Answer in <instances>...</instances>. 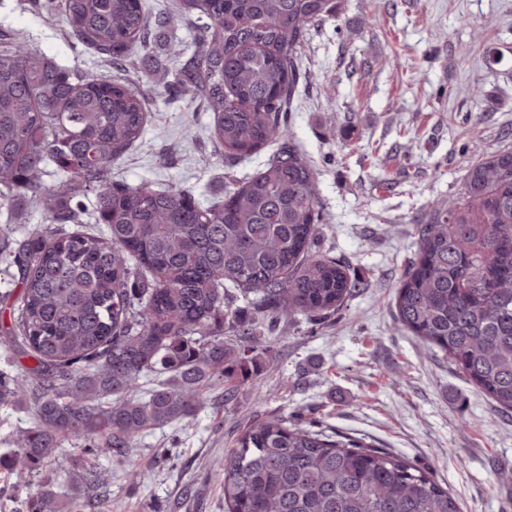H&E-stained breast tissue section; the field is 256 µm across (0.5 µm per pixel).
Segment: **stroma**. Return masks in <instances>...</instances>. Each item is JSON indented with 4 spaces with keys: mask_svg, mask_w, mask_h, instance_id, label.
Here are the masks:
<instances>
[{
    "mask_svg": "<svg viewBox=\"0 0 512 512\" xmlns=\"http://www.w3.org/2000/svg\"><path fill=\"white\" fill-rule=\"evenodd\" d=\"M0 30L69 69L112 72L69 36L47 0H0ZM194 31H155L150 56L136 58L129 77L147 97L148 124L112 177L178 184L206 206L267 154L226 167L212 112L166 95L183 58L169 49L178 42L192 55ZM297 64L283 120L318 177L323 222L313 249L340 259L359 293L329 321L299 315L279 325L265 350L274 370L242 385L233 402L214 384L193 419L145 432L120 459L97 456L96 441H66L51 473L62 486L75 462L110 470L111 485L88 486L100 512H224L213 461L231 452L246 419L298 417L429 468L462 512H512V478H494L512 470V417L403 329L395 309L416 227L433 203L462 196L477 155L512 149V0H343L338 15L310 28ZM132 469L145 481H129Z\"/></svg>",
    "mask_w": 512,
    "mask_h": 512,
    "instance_id": "stroma-1",
    "label": "stroma"
}]
</instances>
